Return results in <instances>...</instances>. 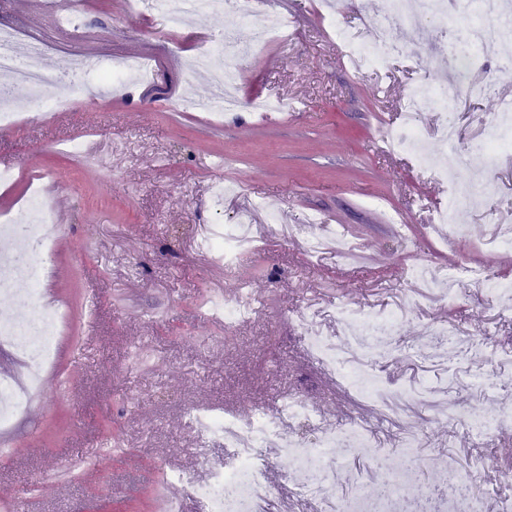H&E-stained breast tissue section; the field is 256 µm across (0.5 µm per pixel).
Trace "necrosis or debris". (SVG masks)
I'll list each match as a JSON object with an SVG mask.
<instances>
[{"mask_svg": "<svg viewBox=\"0 0 512 512\" xmlns=\"http://www.w3.org/2000/svg\"><path fill=\"white\" fill-rule=\"evenodd\" d=\"M501 3L502 0H472L468 44L442 53L448 61L449 84L461 86L464 95L472 100L483 99L492 92L489 84L466 77L477 49L512 40L511 26H498L490 21L500 11ZM222 5L223 0H132L131 9L136 13L158 12L169 30L176 31L188 10H215ZM379 14L386 27L397 19L418 14L428 15L442 25L448 22L447 0H380ZM40 52V47L20 43L14 33L0 28V76L9 83L29 88L30 108L42 112L67 111L70 86H60L50 97L41 91L43 75L34 62ZM250 52V47L228 35L221 42L211 43L190 63L191 68L211 71L214 85L224 90L225 111L236 110L242 104L235 86L242 76L239 62ZM449 84L427 81L415 85L408 94L410 111L416 113L430 107L446 114ZM389 135L396 148L413 153L423 167L450 184L448 206L437 211L436 220L452 229L470 223L473 208L484 196L492 172L481 170L467 182H458V156L448 150L456 135L453 118L446 114L438 143L432 148L419 137L411 122L391 129ZM55 225L46 188L32 186L21 208L9 221L0 224V240L6 243V256L0 260L1 288L9 287L17 277L36 287L48 278L56 241ZM416 308L415 301L404 298L381 314L339 310L337 318L344 333L337 343L323 336L312 319L296 317L293 328L305 338L311 356L337 373L346 389L376 412L378 423L354 420L343 428L332 427L314 405L296 395L282 401L280 414L260 411L246 423L221 408L196 410V424L207 435L222 440L224 458L212 466L206 482H189L191 494L205 499L210 512H274L277 492L262 480L267 465L263 444L268 437L278 434L282 437V459L300 475L292 494L314 504V512H487L492 499L476 488L484 459L475 457L472 450L457 453L433 442L428 433L407 418L405 409L411 406L452 426H466L473 434L491 435L512 426V403L503 404L493 414L480 411V404L487 401L493 388L488 378L461 370L462 361L478 347L479 341L454 324H425L431 345L427 351L414 354L418 362L440 369L436 381L410 377L389 384L380 368L398 347L401 326ZM65 322L56 305L40 300L32 303L28 315L22 318L0 313V338L11 341L16 359L25 364L31 378L26 386L8 378L0 379L1 428L28 409L35 380L55 362ZM462 386L470 393L466 404L454 397ZM286 422L293 429L285 434L281 427ZM340 446L350 448L356 458L384 457V466L374 470L366 487L341 482L342 468L335 453ZM420 478L437 486H450L451 491L432 502L418 500L409 495L406 486ZM330 486L335 489L331 495L326 492Z\"/></svg>", "mask_w": 512, "mask_h": 512, "instance_id": "necrosis-or-debris-1", "label": "necrosis or debris"}]
</instances>
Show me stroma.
Segmentation results:
<instances>
[{"label": "stroma", "mask_w": 512, "mask_h": 512, "mask_svg": "<svg viewBox=\"0 0 512 512\" xmlns=\"http://www.w3.org/2000/svg\"><path fill=\"white\" fill-rule=\"evenodd\" d=\"M378 2L343 0L342 22L368 43L384 36ZM253 7L291 24L287 39L255 47L241 63L244 96L290 105L263 120L246 108L210 118L183 106L185 92L210 83L207 70L187 69L203 47L228 28L251 41V22L235 12H205L172 33L157 14L134 15L129 0H93L85 35L75 39L52 0H0V27L41 45L47 94L80 57L108 68L127 56L153 65L146 83L107 95L76 91L64 121L39 114L0 130V168L17 174L0 196V216L41 177L65 216L50 285L68 318L42 400L11 427L0 512L17 497L26 512H155L163 493L178 492L179 475L199 465L194 408L272 413L283 393L307 399L334 425L352 420L357 401L337 391L293 332L298 312L322 320L337 340V308L374 310L418 294L414 264H431L441 281L469 266L512 280V245L497 240L512 228V151L493 159L496 189L467 228L440 237L431 226L448 204L447 183L410 155L372 145L403 123L410 87L440 77L441 59L417 42H451L468 14L447 29L428 20L390 30L385 36L412 54L375 72L341 65L343 46L318 0ZM470 78L493 91L475 104L451 92L462 153L512 111V57L485 53ZM220 179L239 185L224 200L225 222L248 219L256 244L229 270L211 267L196 246L214 221L211 186ZM267 202L277 204L275 216ZM209 294L247 296L255 312L224 326L203 313ZM448 319L485 339L469 367L491 379L497 400L512 399V366L491 357L492 347L512 348V316L466 278L456 301L429 299L410 316L385 375L435 378L410 353L429 341L425 322Z\"/></svg>", "instance_id": "obj_1"}]
</instances>
